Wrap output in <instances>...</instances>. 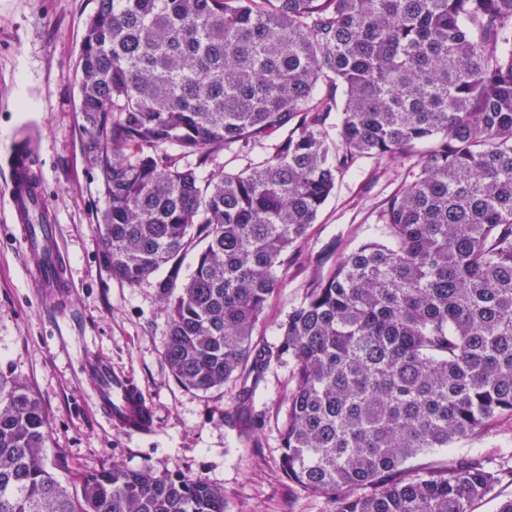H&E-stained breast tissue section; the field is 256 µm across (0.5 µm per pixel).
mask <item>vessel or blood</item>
Returning a JSON list of instances; mask_svg holds the SVG:
<instances>
[{
    "label": "vessel or blood",
    "instance_id": "vessel-or-blood-1",
    "mask_svg": "<svg viewBox=\"0 0 512 512\" xmlns=\"http://www.w3.org/2000/svg\"><path fill=\"white\" fill-rule=\"evenodd\" d=\"M0 166L8 174L4 194L8 219L16 226L30 259L32 286L46 297L63 295L70 283L63 270L59 228L30 221L35 205L45 202L35 157L17 138L0 148ZM84 368L96 380L95 405L106 421L130 434H142L151 428L152 409L129 376L94 358L86 359Z\"/></svg>",
    "mask_w": 512,
    "mask_h": 512
}]
</instances>
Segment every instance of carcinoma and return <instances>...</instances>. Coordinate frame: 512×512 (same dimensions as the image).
Returning <instances> with one entry per match:
<instances>
[{"label": "carcinoma", "instance_id": "1", "mask_svg": "<svg viewBox=\"0 0 512 512\" xmlns=\"http://www.w3.org/2000/svg\"><path fill=\"white\" fill-rule=\"evenodd\" d=\"M77 74L107 262L131 286L166 271L164 356L182 386L239 381L250 412L264 374L292 364L280 465L334 512H471L512 481L480 454L413 463L512 418V0H98ZM415 143L384 238L316 280L277 343L254 342L337 180ZM0 512L225 502L202 476L117 463L70 494L39 401L1 377ZM260 150L261 149L259 147H256L255 149H253V151L251 153H248V154L245 152L240 153L239 157H237L236 159L232 158L231 153L220 152L219 154H217L214 157V160L211 163H209L205 168L199 169V172L203 176L209 175V173L213 169L217 170V169L221 168L222 166L224 167V161L227 164V169H236L238 166H242L243 164H245L247 162V159H246L247 155H249V158L250 157L254 158L255 155L260 152Z\"/></svg>", "mask_w": 512, "mask_h": 512}]
</instances>
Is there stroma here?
Listing matches in <instances>:
<instances>
[{"instance_id": "35a3bbf8", "label": "stroma", "mask_w": 512, "mask_h": 512, "mask_svg": "<svg viewBox=\"0 0 512 512\" xmlns=\"http://www.w3.org/2000/svg\"><path fill=\"white\" fill-rule=\"evenodd\" d=\"M97 2L0 0V146L17 131L34 138L47 217L61 230L71 283L57 302L33 288L20 238L6 230L0 210V375L39 399L50 467L71 492L84 475L116 462L203 476L223 487L226 512H331L324 498L290 482L279 466L290 366L266 373L256 402L265 417L258 423L236 409L239 383L207 392L183 387L164 357L165 315L154 280L128 285L106 263L98 227L106 202L84 151L76 78ZM424 152L415 146L386 165L362 158L337 181L278 271L280 286L257 327L258 340L275 343L281 321L312 283L341 255L378 237L380 211ZM88 357L108 361L139 385L153 411L149 432L128 434L97 413L95 384L83 369ZM470 452L511 467L512 421H494L481 437L420 463Z\"/></svg>"}]
</instances>
